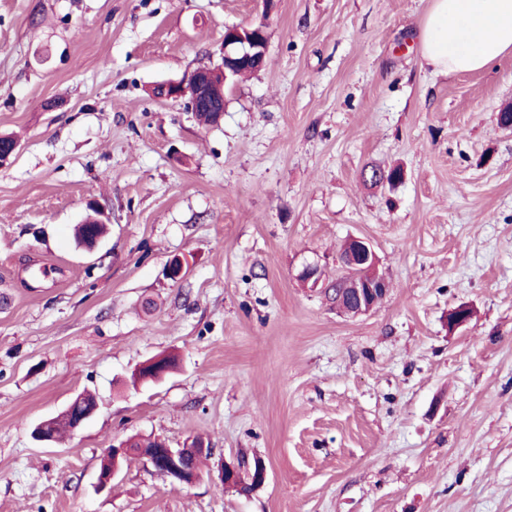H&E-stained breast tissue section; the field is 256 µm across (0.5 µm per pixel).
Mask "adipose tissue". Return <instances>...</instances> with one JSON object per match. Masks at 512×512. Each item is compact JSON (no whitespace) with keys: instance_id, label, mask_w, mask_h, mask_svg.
Here are the masks:
<instances>
[{"instance_id":"adipose-tissue-1","label":"adipose tissue","mask_w":512,"mask_h":512,"mask_svg":"<svg viewBox=\"0 0 512 512\" xmlns=\"http://www.w3.org/2000/svg\"><path fill=\"white\" fill-rule=\"evenodd\" d=\"M418 39L433 73L487 70L512 52V0H431Z\"/></svg>"}]
</instances>
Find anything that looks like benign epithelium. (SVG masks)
I'll return each instance as SVG.
<instances>
[{
  "instance_id": "benign-epithelium-1",
  "label": "benign epithelium",
  "mask_w": 512,
  "mask_h": 512,
  "mask_svg": "<svg viewBox=\"0 0 512 512\" xmlns=\"http://www.w3.org/2000/svg\"><path fill=\"white\" fill-rule=\"evenodd\" d=\"M268 52L267 35L253 34L242 26H227L224 29V63L213 68L197 69L188 77L198 87L202 98H210V90L224 89L230 76L235 74L238 66L254 63L263 66ZM162 97L179 100L183 96L184 81H167L157 85ZM377 264V256L371 244L363 238L355 237L347 245V291L351 297L344 303L342 297H336V310L352 317L371 312L376 304L388 295L387 282L375 278L371 270ZM187 261L182 257L171 259L165 267V276L172 281L181 280L187 272ZM300 280L312 288H327L320 266L308 264L299 274ZM206 451L205 442L194 439L184 448H166L165 458L161 460L171 479L178 485H190L197 480L195 473L188 466L190 454ZM267 476L265 463L258 459L254 466L245 470L239 463H224L219 471V479L224 486H230L248 478L249 485L257 488L264 484Z\"/></svg>"
}]
</instances>
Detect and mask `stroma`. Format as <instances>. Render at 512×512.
I'll list each match as a JSON object with an SVG mask.
<instances>
[{
	"mask_svg": "<svg viewBox=\"0 0 512 512\" xmlns=\"http://www.w3.org/2000/svg\"><path fill=\"white\" fill-rule=\"evenodd\" d=\"M429 7L276 0L264 67L205 125L151 89L220 64L262 0H0V512H512V54L433 74ZM351 237L389 283L356 318L298 279L341 275ZM84 390L82 429L34 442ZM133 435L212 455L190 485L135 457L96 491ZM240 457L267 468L246 494L218 478ZM96 214L97 221L89 218L83 224H78L75 228V238L78 244L85 243L88 239L93 240L94 238H97L92 244H84L81 246L86 250H92L97 245L99 239L103 236L106 230V227L103 224H108L102 218L104 217V213L96 210Z\"/></svg>",
	"mask_w": 512,
	"mask_h": 512,
	"instance_id": "obj_1",
	"label": "stroma"
}]
</instances>
